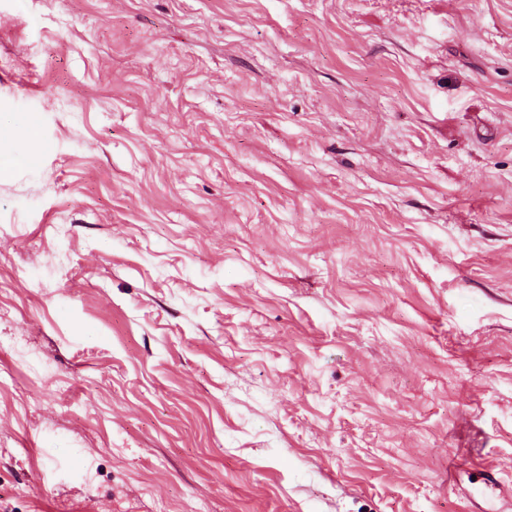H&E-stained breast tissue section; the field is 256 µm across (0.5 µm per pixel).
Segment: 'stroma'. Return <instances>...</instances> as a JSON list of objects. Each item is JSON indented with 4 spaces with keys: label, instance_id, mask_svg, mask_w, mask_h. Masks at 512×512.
<instances>
[{
    "label": "stroma",
    "instance_id": "stroma-1",
    "mask_svg": "<svg viewBox=\"0 0 512 512\" xmlns=\"http://www.w3.org/2000/svg\"><path fill=\"white\" fill-rule=\"evenodd\" d=\"M1 153L0 512H512V0H0Z\"/></svg>",
    "mask_w": 512,
    "mask_h": 512
}]
</instances>
